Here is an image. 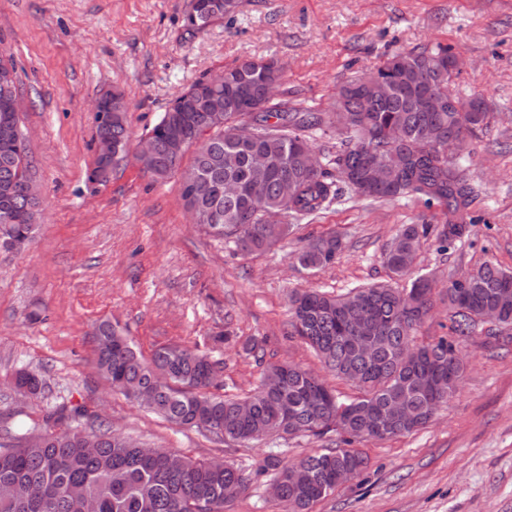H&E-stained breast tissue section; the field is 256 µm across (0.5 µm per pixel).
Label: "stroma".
I'll return each instance as SVG.
<instances>
[{
	"label": "stroma",
	"mask_w": 512,
	"mask_h": 512,
	"mask_svg": "<svg viewBox=\"0 0 512 512\" xmlns=\"http://www.w3.org/2000/svg\"><path fill=\"white\" fill-rule=\"evenodd\" d=\"M190 0H0V48L12 53L26 103L23 132L41 190V223L21 252L0 251V428L40 433L71 425L74 409L154 448L221 459L251 477L226 512H285L256 470L272 453L296 461L337 447L335 434L269 436L243 445L171 424L112 389L96 365L94 332L112 322L143 355L178 343L217 364L213 393L242 399L268 364L310 369L344 398L359 395L289 335V296L336 293L390 273L383 254L405 224H438L422 200L351 199L297 221L273 248L242 254L233 239L194 223L178 178L154 180L122 162L90 182L95 102L124 93L139 141L171 101L200 78L244 59L285 68L276 102L326 109L338 88L388 54L438 43L460 59L452 94L484 100L486 124L467 136L477 223L448 251L423 239L415 265L433 273V310L415 342L450 336L451 278L491 261L512 270V0H242L234 20L187 36ZM340 234L334 264L295 262L310 239ZM233 343L219 342L224 331ZM479 325L460 341L466 366L447 409L418 432L364 441L367 470L311 512H512V327ZM259 342L256 354L242 342ZM28 369L46 383L33 397L12 380Z\"/></svg>",
	"instance_id": "stroma-1"
}]
</instances>
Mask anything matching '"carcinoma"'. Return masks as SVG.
<instances>
[{"instance_id":"1","label":"carcinoma","mask_w":512,"mask_h":512,"mask_svg":"<svg viewBox=\"0 0 512 512\" xmlns=\"http://www.w3.org/2000/svg\"><path fill=\"white\" fill-rule=\"evenodd\" d=\"M240 4L224 8V0H192L184 28L189 34L239 12ZM451 49L442 44L396 52L387 57L377 74L396 84L395 93L365 104L351 95L353 78L342 85L332 109L289 111L271 102L267 86L281 84L283 71L273 57L246 59L224 69V85L203 98L183 105L187 93L206 82L202 78L182 91L149 131L166 157L170 134L189 121L211 130L210 144L194 154L192 164L178 171L180 159H170L158 169L141 161V169L165 179L180 172L182 197L194 206L190 184L202 179L212 186L203 206L210 212L205 226L217 236H233L244 252L262 251L288 235L291 225L281 229L264 222L267 211H282L299 219L318 214L342 201L345 194L364 199L422 198L425 204L443 208L442 228L429 224H407L384 253V263L406 286L389 283L358 286L333 295L320 290L297 291L291 298L289 333L300 337L319 356L324 366L342 378L362 373V394L342 399L320 380L305 377L306 370L291 364L266 367L263 382L247 401L250 412L239 414V401L209 391L216 376V363L207 356L180 345L157 349L150 361L140 356L128 339L112 324L102 323L96 332L97 365L112 388L130 392L151 387L155 399L151 411L180 426L195 427L239 443L279 434L336 433L341 449L307 455L288 463L280 453L271 454L257 473L272 472L279 483V500L286 512H310L313 504L336 490L331 474L350 465L361 472L364 458L348 448L355 441L371 439V429L361 423L370 411L385 412L398 401L420 418L411 425L392 423L387 438L409 434L425 426L431 413L446 406L456 392L464 365L454 361L457 340L441 337L419 347L423 359L415 365L410 353L411 336L430 309L432 279L414 271V259L422 239L436 234L440 247L462 241L475 223L470 207L476 187L463 164L468 154L467 133L485 123L484 101L463 102L469 112H423L415 102L418 80H426L433 92L448 101ZM121 109L112 114V139L121 154L114 166L129 153L130 135L124 95ZM332 130L345 136L327 164L308 170L302 152L308 146L306 133ZM247 131L266 160L265 168L252 167L248 149L235 142ZM402 155L392 186L379 189L360 177L367 159H381L391 151ZM31 171L26 138L10 147L0 145V190ZM255 180L267 183L266 196L252 202L247 197L227 198L224 183L247 186ZM26 199L19 190L10 197L0 193V248H9L11 235L24 223ZM342 249L336 235L319 236L296 255L304 270L332 264ZM367 301L372 314L371 335L378 338L377 363L369 368L365 359L349 348L354 327L347 319L355 300ZM448 306L454 310L453 333L471 335L487 307L497 309L499 323L512 326V272L486 262L474 271L471 284L457 278L448 285ZM17 384L37 395L44 383L33 372L16 373ZM291 411L281 419L282 407ZM343 411L344 427H334L332 416ZM250 478L222 461H197L179 456L173 462L166 452L145 455L136 443L124 444L110 424L100 422L88 432L78 426L56 431L45 429L37 441L0 431V487L10 490L0 500V512H224L225 495L244 493Z\"/></svg>"}]
</instances>
